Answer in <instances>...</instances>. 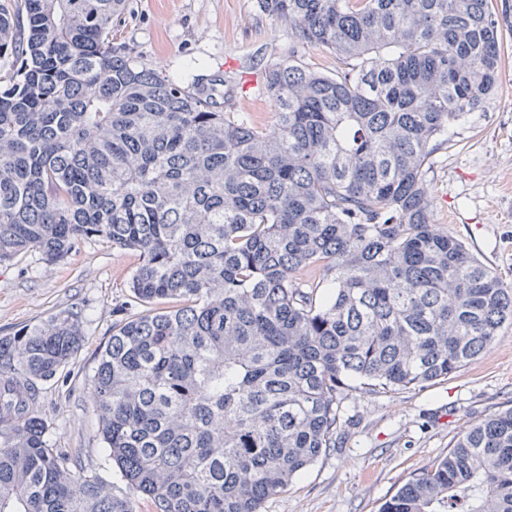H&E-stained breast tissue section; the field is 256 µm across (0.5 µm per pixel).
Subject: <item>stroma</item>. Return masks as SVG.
<instances>
[{
  "instance_id": "stroma-1",
  "label": "stroma",
  "mask_w": 512,
  "mask_h": 512,
  "mask_svg": "<svg viewBox=\"0 0 512 512\" xmlns=\"http://www.w3.org/2000/svg\"><path fill=\"white\" fill-rule=\"evenodd\" d=\"M115 30L147 67L184 78L195 61L199 73L228 78L219 106L274 127L264 67L290 56V36L285 22L260 12L256 0H128ZM503 39L498 94L449 131L427 165L426 183L436 224L510 286L512 31ZM138 263L136 253L92 239L62 263L30 250L0 265V336L62 310L81 315L83 344L59 382L44 387L40 408L50 422V445L80 450L83 464L115 484L120 476L104 460L89 379L113 328L140 310L128 289ZM511 407L512 327L447 379L394 392L347 389L335 448L269 498L265 512H379L414 475L444 459L469 425Z\"/></svg>"
}]
</instances>
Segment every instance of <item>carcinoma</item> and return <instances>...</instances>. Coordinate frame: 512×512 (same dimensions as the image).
<instances>
[{"mask_svg": "<svg viewBox=\"0 0 512 512\" xmlns=\"http://www.w3.org/2000/svg\"><path fill=\"white\" fill-rule=\"evenodd\" d=\"M126 2L0 0V265L98 239L139 255L143 306L90 379L122 488L46 440L80 315L0 336V512H264L336 447L351 383L427 385L512 325L424 171L497 93L512 0H257L292 37L264 68L272 131L219 109L224 79L145 66L113 28ZM380 512H512V407ZM294 59L303 64L321 71L336 70V59L329 51L322 47L305 46L300 47L295 53Z\"/></svg>", "mask_w": 512, "mask_h": 512, "instance_id": "cac0c4a2", "label": "carcinoma"}]
</instances>
